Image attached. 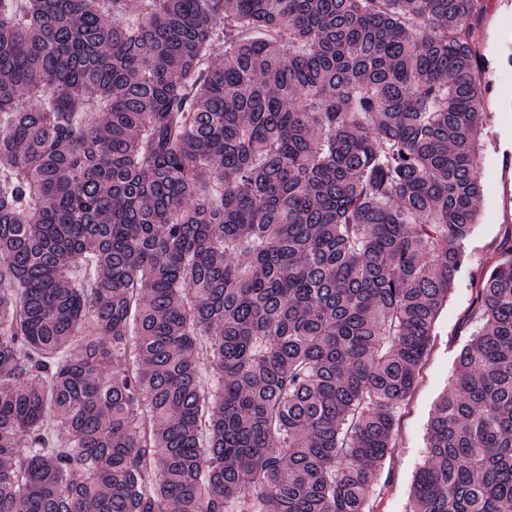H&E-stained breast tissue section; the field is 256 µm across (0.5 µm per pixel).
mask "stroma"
<instances>
[{
  "mask_svg": "<svg viewBox=\"0 0 512 512\" xmlns=\"http://www.w3.org/2000/svg\"><path fill=\"white\" fill-rule=\"evenodd\" d=\"M486 60L481 81L487 118L480 165L483 197L468 245L479 263L512 225V0H488L477 21ZM472 292L462 284L438 316L431 351L411 395L396 410L395 448L380 474L377 512H405L415 470L425 460V426L434 401L451 384L454 359L474 327Z\"/></svg>",
  "mask_w": 512,
  "mask_h": 512,
  "instance_id": "1",
  "label": "stroma"
}]
</instances>
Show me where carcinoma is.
<instances>
[{
  "label": "carcinoma",
  "mask_w": 512,
  "mask_h": 512,
  "mask_svg": "<svg viewBox=\"0 0 512 512\" xmlns=\"http://www.w3.org/2000/svg\"><path fill=\"white\" fill-rule=\"evenodd\" d=\"M0 0V512H374L470 268L486 0ZM406 512H512V226Z\"/></svg>",
  "instance_id": "1"
}]
</instances>
